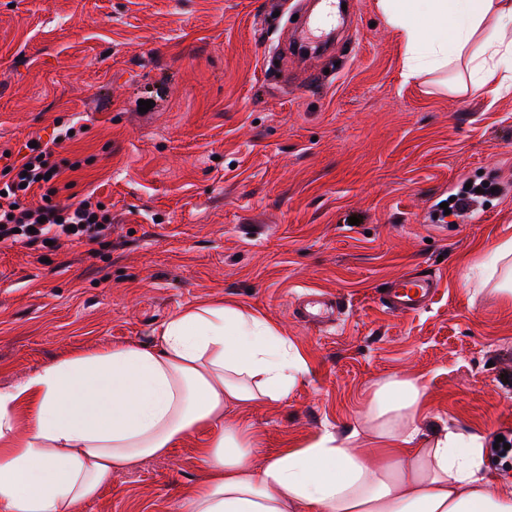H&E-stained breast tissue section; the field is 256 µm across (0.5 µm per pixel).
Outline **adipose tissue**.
<instances>
[{
    "label": "adipose tissue",
    "mask_w": 512,
    "mask_h": 512,
    "mask_svg": "<svg viewBox=\"0 0 512 512\" xmlns=\"http://www.w3.org/2000/svg\"><path fill=\"white\" fill-rule=\"evenodd\" d=\"M415 80L464 63L496 99L512 96V0H379ZM309 371L265 319L203 301L172 315L157 345L60 359L0 389V512H73L113 471L166 455L205 429L207 478L185 512H512V485L483 471L482 433L433 423L426 384L377 380L360 421L254 459L233 417L280 402Z\"/></svg>",
    "instance_id": "obj_1"
}]
</instances>
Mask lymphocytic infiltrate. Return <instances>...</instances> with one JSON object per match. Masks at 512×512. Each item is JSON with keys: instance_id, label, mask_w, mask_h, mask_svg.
<instances>
[{"instance_id": "1", "label": "lymphocytic infiltrate", "mask_w": 512, "mask_h": 512, "mask_svg": "<svg viewBox=\"0 0 512 512\" xmlns=\"http://www.w3.org/2000/svg\"><path fill=\"white\" fill-rule=\"evenodd\" d=\"M52 149L47 145L32 148L20 164L5 163L10 178L0 187V244L57 242L67 238L85 245L104 244L112 226V214L99 207L93 197L62 204L56 202L55 187L46 186L43 177L59 178L51 167ZM42 188L41 203L30 207L24 202L30 190Z\"/></svg>"}]
</instances>
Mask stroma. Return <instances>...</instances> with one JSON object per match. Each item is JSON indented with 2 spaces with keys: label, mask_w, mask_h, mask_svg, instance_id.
Returning <instances> with one entry per match:
<instances>
[{
  "label": "stroma",
  "mask_w": 512,
  "mask_h": 512,
  "mask_svg": "<svg viewBox=\"0 0 512 512\" xmlns=\"http://www.w3.org/2000/svg\"><path fill=\"white\" fill-rule=\"evenodd\" d=\"M0 0V148L57 147L59 202L94 195L109 245L0 247V388L78 353L153 344L173 314L224 301L279 326L309 365L282 402L237 416L270 454L357 422L375 381L421 377L434 422L512 432V305L476 290L512 238V97L463 67L403 82L377 0H356L324 57L273 54L302 0ZM334 78L309 83L314 69ZM152 101L139 112V100ZM494 193L436 215L464 184ZM357 224H349V217ZM418 314L378 301L414 267ZM342 298L335 326L299 293ZM206 432L116 471L77 512H182ZM342 302L334 296H323L318 300L303 298L295 307L298 317L307 324L321 327L332 325L341 314Z\"/></svg>",
  "instance_id": "35a3bbf8"
}]
</instances>
